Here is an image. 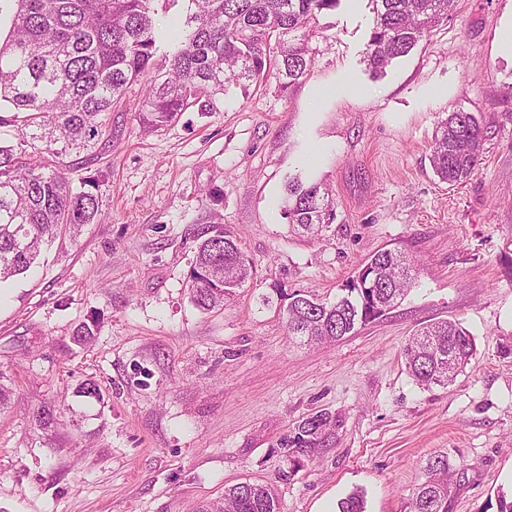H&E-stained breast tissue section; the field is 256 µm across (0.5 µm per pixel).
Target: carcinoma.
I'll return each instance as SVG.
<instances>
[{"label":"carcinoma","instance_id":"carcinoma-1","mask_svg":"<svg viewBox=\"0 0 512 512\" xmlns=\"http://www.w3.org/2000/svg\"><path fill=\"white\" fill-rule=\"evenodd\" d=\"M8 37L0 43V125L11 123L14 144H0V284L23 275L58 232L92 224L99 212L100 178L74 185L70 157L93 154L106 132L104 116L120 112L128 85L143 84L142 127L154 131L190 107L214 109L231 82L262 86L274 74L286 89L307 70L311 21L338 0H188L167 26L158 23L159 0H14ZM366 61L375 73L406 56L448 18L454 0H378ZM485 128L472 112L448 113L437 126L430 163L448 183L466 180L478 165ZM285 215L302 232L319 235L336 220L329 194L318 183L288 181ZM187 273L190 299L211 311L224 307L225 287L238 288L252 266L230 231L207 224L196 234ZM418 264L395 249L375 253L345 284L346 294L325 302L301 292L288 295V334L307 342L342 338L395 307L415 286ZM95 326L72 331L86 346ZM475 352L459 321L441 320L414 333L405 349L408 372L421 385L447 386ZM328 417L301 424L295 453L319 442ZM453 472L448 456L432 457L413 499V512H448ZM200 512H278L268 484L240 483ZM338 512H366L354 491Z\"/></svg>","mask_w":512,"mask_h":512}]
</instances>
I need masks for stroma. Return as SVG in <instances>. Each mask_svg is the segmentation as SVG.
Returning <instances> with one entry per match:
<instances>
[{
	"mask_svg": "<svg viewBox=\"0 0 512 512\" xmlns=\"http://www.w3.org/2000/svg\"><path fill=\"white\" fill-rule=\"evenodd\" d=\"M374 0H339L312 22L311 63L281 89L229 84L215 110L145 131L112 113L100 211L61 234L40 267L0 287V512H197L240 483L273 484L279 512H410L431 456L454 471L448 512H497L512 496V0H456L447 20L383 75L365 62ZM488 128L464 182L434 174L448 113ZM323 183L336 221L292 232L289 178ZM204 224L224 225L253 276L204 313L187 273ZM420 263L415 288L342 339L289 336L279 295L326 301L378 250ZM462 323L476 353L448 387L408 375L418 328ZM98 326L93 345L72 340ZM94 380L103 402L74 397ZM54 411L50 426L34 418ZM324 414L313 457L291 464L299 425Z\"/></svg>",
	"mask_w": 512,
	"mask_h": 512,
	"instance_id": "35a3bbf8",
	"label": "stroma"
}]
</instances>
